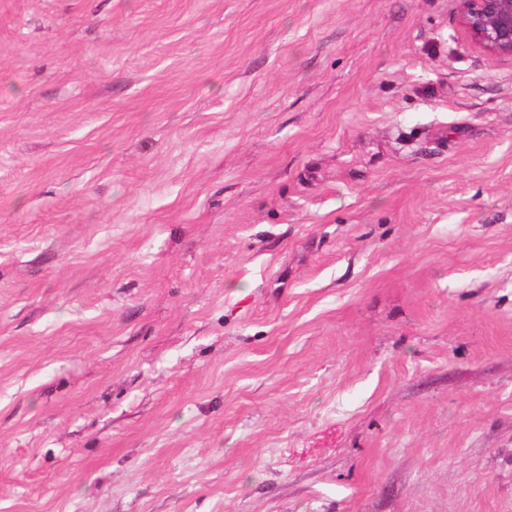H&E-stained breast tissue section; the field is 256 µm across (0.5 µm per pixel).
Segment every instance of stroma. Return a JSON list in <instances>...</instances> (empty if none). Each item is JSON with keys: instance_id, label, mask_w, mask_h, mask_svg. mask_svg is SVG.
<instances>
[{"instance_id": "stroma-1", "label": "stroma", "mask_w": 512, "mask_h": 512, "mask_svg": "<svg viewBox=\"0 0 512 512\" xmlns=\"http://www.w3.org/2000/svg\"><path fill=\"white\" fill-rule=\"evenodd\" d=\"M0 512H512L456 0H0Z\"/></svg>"}]
</instances>
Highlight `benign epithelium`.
Listing matches in <instances>:
<instances>
[{
  "label": "benign epithelium",
  "mask_w": 512,
  "mask_h": 512,
  "mask_svg": "<svg viewBox=\"0 0 512 512\" xmlns=\"http://www.w3.org/2000/svg\"><path fill=\"white\" fill-rule=\"evenodd\" d=\"M471 40L491 55L512 57V0H458Z\"/></svg>",
  "instance_id": "7a95c632"
}]
</instances>
